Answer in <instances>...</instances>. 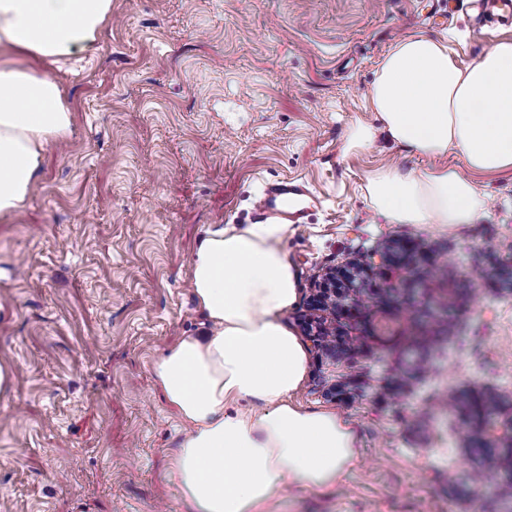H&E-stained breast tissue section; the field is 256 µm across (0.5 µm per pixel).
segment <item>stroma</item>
I'll return each mask as SVG.
<instances>
[{"instance_id": "obj_1", "label": "stroma", "mask_w": 512, "mask_h": 512, "mask_svg": "<svg viewBox=\"0 0 512 512\" xmlns=\"http://www.w3.org/2000/svg\"><path fill=\"white\" fill-rule=\"evenodd\" d=\"M448 0H112L95 54L59 77L71 136L0 218V512H195L172 470L181 424L152 367L203 322L189 288L206 226L253 223L265 185L314 195L282 242L309 354L301 400L336 410L359 456L326 492L264 512H512V170L477 176L471 224H388L367 178L433 160L395 144L366 97L405 34H447L467 64L512 27L469 28ZM377 128L346 153L349 128ZM364 269L335 307L317 286ZM490 280H481V273ZM320 315L328 350L304 328Z\"/></svg>"}]
</instances>
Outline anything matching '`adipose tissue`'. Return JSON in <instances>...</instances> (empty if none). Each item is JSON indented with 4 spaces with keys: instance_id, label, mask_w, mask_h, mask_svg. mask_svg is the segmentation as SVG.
Wrapping results in <instances>:
<instances>
[{
    "instance_id": "ef3b65f1",
    "label": "adipose tissue",
    "mask_w": 512,
    "mask_h": 512,
    "mask_svg": "<svg viewBox=\"0 0 512 512\" xmlns=\"http://www.w3.org/2000/svg\"><path fill=\"white\" fill-rule=\"evenodd\" d=\"M112 0H0V217L30 195L46 146L67 139L65 92L37 62L95 51ZM396 144L463 166L423 171L381 166L368 179L374 208L391 224H470L485 202L477 173L512 169V38L459 65L447 39L406 35L382 60L368 95ZM284 224L206 230L190 288L207 330L186 336L154 366L182 421L174 461L198 512H262L286 485L328 489L358 457V439L336 411L297 401L308 353L283 321L297 301L281 243Z\"/></svg>"
}]
</instances>
